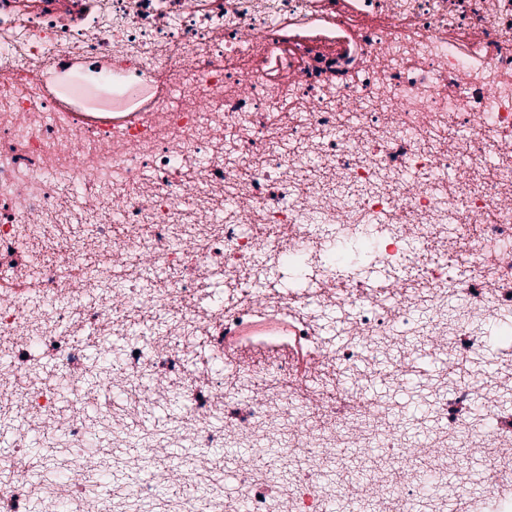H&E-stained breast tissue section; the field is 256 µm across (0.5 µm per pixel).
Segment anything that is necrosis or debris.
Segmentation results:
<instances>
[{"instance_id": "4bbe7bcc", "label": "necrosis or debris", "mask_w": 512, "mask_h": 512, "mask_svg": "<svg viewBox=\"0 0 512 512\" xmlns=\"http://www.w3.org/2000/svg\"><path fill=\"white\" fill-rule=\"evenodd\" d=\"M159 75L168 93L136 107ZM73 107L113 115L78 123ZM198 153L209 165L187 174ZM412 240L429 242L433 260L388 287L336 273L364 241L386 270L414 265ZM32 243L41 263L16 267L0 295V339L27 350L0 363V419L20 408L49 426L43 444L63 449L66 470L83 469L93 446L168 437L108 397L89 422L84 383L103 374L81 363L78 336H123L112 378L148 408L160 355L235 330L257 339L224 356L251 394L236 421L224 419L236 389L208 360L163 389L183 402L207 496L162 497L159 482L135 478L106 493L110 512H325L338 496L326 469L354 472L364 456L371 473L347 512H449L430 491L447 478L449 449L512 446L502 391L485 403L494 429L460 414L490 372L429 375L452 403L415 454L340 375L374 354L405 366L423 351L442 357L452 339L472 357L470 312L512 319V0H0V254ZM216 263L236 300L212 313L198 303ZM309 264L315 290L262 285L265 266ZM106 287L110 299L83 303L80 289ZM332 304L346 308L353 342L328 356L317 328ZM156 314L169 319L157 347L139 329ZM45 341L55 385L41 377ZM224 446L254 451L231 495L207 463ZM399 460L407 477L388 481ZM487 467L489 479L458 494L512 512L501 494L512 462Z\"/></svg>"}]
</instances>
